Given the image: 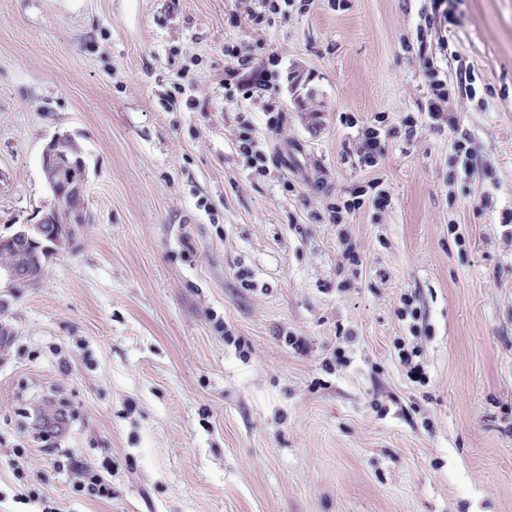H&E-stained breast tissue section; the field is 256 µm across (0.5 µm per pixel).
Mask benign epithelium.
Listing matches in <instances>:
<instances>
[{"mask_svg": "<svg viewBox=\"0 0 512 512\" xmlns=\"http://www.w3.org/2000/svg\"><path fill=\"white\" fill-rule=\"evenodd\" d=\"M68 141V137L55 138L42 155L43 175L53 197L50 207L38 222L0 235V251L17 257L0 265V283L8 288L7 295L0 294V309L7 308L9 298L19 297L22 289L37 285L47 260L72 247L88 223L86 166L82 158L64 150Z\"/></svg>", "mask_w": 512, "mask_h": 512, "instance_id": "obj_1", "label": "benign epithelium"}]
</instances>
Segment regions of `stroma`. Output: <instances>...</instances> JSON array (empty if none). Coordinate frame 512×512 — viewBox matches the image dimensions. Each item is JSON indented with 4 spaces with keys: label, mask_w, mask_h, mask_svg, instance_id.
Masks as SVG:
<instances>
[{
    "label": "stroma",
    "mask_w": 512,
    "mask_h": 512,
    "mask_svg": "<svg viewBox=\"0 0 512 512\" xmlns=\"http://www.w3.org/2000/svg\"><path fill=\"white\" fill-rule=\"evenodd\" d=\"M247 3L0 0V235L60 134L89 216L0 310V512H512V0ZM427 72L431 93L423 108L424 113H421V115L424 116L433 127L436 126L439 128L444 123H448L449 126H455L456 117L449 113L448 116H445V112L447 111L443 108V106L449 104L448 88L445 87L446 84L442 79L438 78L436 72L431 68H428ZM380 129L369 126L363 134L360 146V154L364 165L374 167L378 164L377 156H380ZM72 467L84 476L83 482L77 483V491H86L89 496L98 499H108L112 496V482L106 481L103 477L89 472L78 464L72 462Z\"/></svg>",
    "instance_id": "1"
}]
</instances>
